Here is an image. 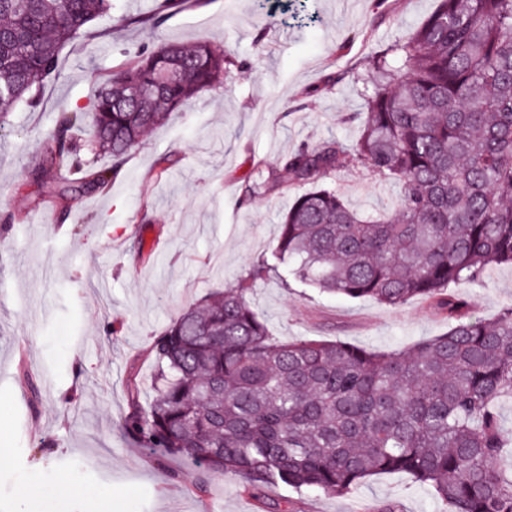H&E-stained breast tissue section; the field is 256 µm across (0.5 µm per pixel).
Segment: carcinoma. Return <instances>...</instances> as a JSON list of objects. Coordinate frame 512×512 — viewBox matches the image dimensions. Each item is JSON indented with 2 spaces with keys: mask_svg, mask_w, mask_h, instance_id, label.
Masks as SVG:
<instances>
[{
  "mask_svg": "<svg viewBox=\"0 0 512 512\" xmlns=\"http://www.w3.org/2000/svg\"><path fill=\"white\" fill-rule=\"evenodd\" d=\"M112 0H0V124L58 74L63 48ZM230 55L201 42L141 51L112 73L91 111L59 113L42 173L66 168V191L104 187L88 150L120 163L150 130L223 75ZM359 138L303 146L268 183H313L364 167L402 185L385 216H364L335 188L295 196L274 246L295 281L322 294L398 307L435 304L448 331L401 350L275 340L249 298L262 260L233 291L182 309L155 336L148 407L122 428L139 447L236 477L246 491L354 492L401 472L449 512H512V306L469 316L456 288L512 265V0H437L407 38L369 59Z\"/></svg>",
  "mask_w": 512,
  "mask_h": 512,
  "instance_id": "1",
  "label": "carcinoma"
}]
</instances>
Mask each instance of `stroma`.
I'll return each mask as SVG.
<instances>
[{
    "mask_svg": "<svg viewBox=\"0 0 512 512\" xmlns=\"http://www.w3.org/2000/svg\"><path fill=\"white\" fill-rule=\"evenodd\" d=\"M116 0L67 45L59 74L0 129V512H446L402 473L344 496L284 487L243 492L212 475L206 493L157 465L121 430L127 381L148 404L146 350L184 307L237 288L270 256L297 187L255 190L258 174L301 145L355 141L365 63L408 37L435 0ZM209 41L233 59L226 76L172 112L126 158L107 188L66 193V171L38 173L58 112L88 110L113 70L142 47ZM168 157L170 168L157 163ZM355 209L382 215L398 182L349 168L326 175ZM471 316L512 304V266L460 288ZM273 336L403 349L447 331L424 300L365 298L252 284ZM40 389L31 402L28 382ZM67 483L65 495L48 489Z\"/></svg>",
    "mask_w": 512,
    "mask_h": 512,
    "instance_id": "obj_1",
    "label": "stroma"
}]
</instances>
